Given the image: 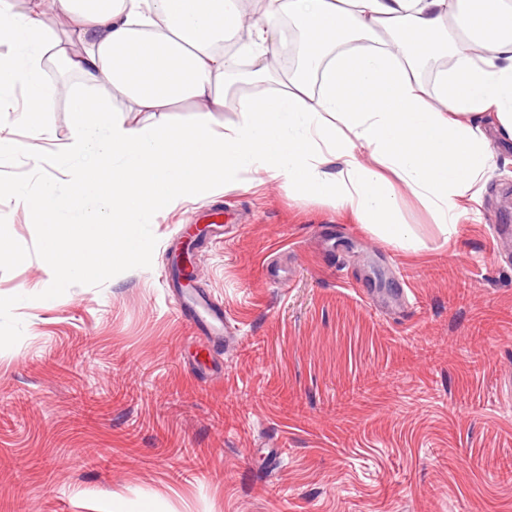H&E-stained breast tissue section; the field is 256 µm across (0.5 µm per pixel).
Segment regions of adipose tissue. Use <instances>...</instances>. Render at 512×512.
I'll return each mask as SVG.
<instances>
[{
	"instance_id": "1",
	"label": "adipose tissue",
	"mask_w": 512,
	"mask_h": 512,
	"mask_svg": "<svg viewBox=\"0 0 512 512\" xmlns=\"http://www.w3.org/2000/svg\"><path fill=\"white\" fill-rule=\"evenodd\" d=\"M52 0L71 19L79 55L57 47L42 0H0V116L5 92L22 85L28 121H40L55 96L43 61L76 72L87 91L66 89L74 114L66 156L80 175L69 195H15L44 225L55 275L92 276L113 257L138 258L137 231L151 210L237 186L244 174L330 200L387 242L411 245L398 188L452 233L460 203L480 192L493 152L480 121L493 116L512 141V6L504 0ZM293 18L307 43L301 66L269 90L281 53L279 21ZM246 33L252 72L236 100L237 122L215 131L167 122L189 103L222 113L233 59L224 44ZM454 63L426 90L418 72L439 55ZM123 101L109 106L103 90ZM155 114L142 125L134 114ZM72 216L68 237L58 219ZM75 239L96 251L75 250Z\"/></svg>"
}]
</instances>
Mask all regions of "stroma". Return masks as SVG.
Segmentation results:
<instances>
[{
    "mask_svg": "<svg viewBox=\"0 0 512 512\" xmlns=\"http://www.w3.org/2000/svg\"><path fill=\"white\" fill-rule=\"evenodd\" d=\"M73 114L0 137V512H512V142L443 235L401 191L408 249L325 199L216 186L139 224L144 251L56 280L12 194H67ZM224 337L192 338L164 277L190 225ZM110 397L75 422V396ZM206 468L179 476V451Z\"/></svg>",
    "mask_w": 512,
    "mask_h": 512,
    "instance_id": "stroma-1",
    "label": "stroma"
}]
</instances>
